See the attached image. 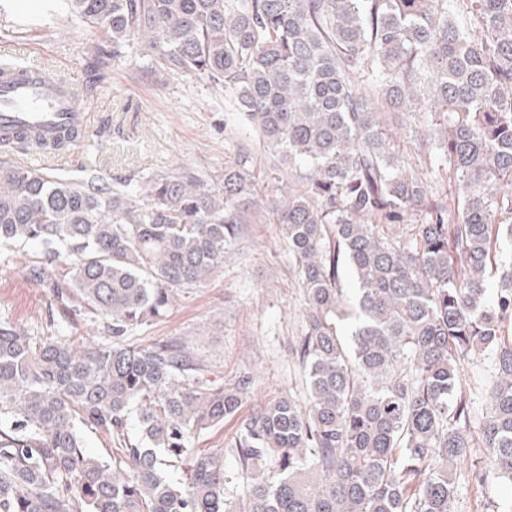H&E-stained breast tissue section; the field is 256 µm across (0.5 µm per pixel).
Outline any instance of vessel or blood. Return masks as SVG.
Returning <instances> with one entry per match:
<instances>
[{
  "mask_svg": "<svg viewBox=\"0 0 512 512\" xmlns=\"http://www.w3.org/2000/svg\"><path fill=\"white\" fill-rule=\"evenodd\" d=\"M81 86L52 75L22 47L0 53V138L26 134L50 141L64 127L90 130L91 115L77 111Z\"/></svg>",
  "mask_w": 512,
  "mask_h": 512,
  "instance_id": "obj_1",
  "label": "vessel or blood"
}]
</instances>
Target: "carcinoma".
Segmentation results:
<instances>
[{
    "mask_svg": "<svg viewBox=\"0 0 512 512\" xmlns=\"http://www.w3.org/2000/svg\"><path fill=\"white\" fill-rule=\"evenodd\" d=\"M62 8L104 35L95 72L141 44L157 71L224 88L303 173L261 209L246 147L215 186L188 168L132 187L0 160V245L40 247L27 273L55 335L0 320V512H456L465 486L512 488V0ZM408 115L426 124L400 146ZM259 209L295 261L303 395L189 459L252 377L216 383L185 343L130 338L222 268ZM75 317L101 341L73 349ZM469 358L491 364L480 416ZM86 428L112 454L90 453Z\"/></svg>",
    "mask_w": 512,
    "mask_h": 512,
    "instance_id": "obj_1",
    "label": "carcinoma"
}]
</instances>
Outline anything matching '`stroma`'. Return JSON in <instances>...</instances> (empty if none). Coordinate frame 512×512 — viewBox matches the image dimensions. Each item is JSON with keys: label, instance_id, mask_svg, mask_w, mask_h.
I'll return each instance as SVG.
<instances>
[{"label": "stroma", "instance_id": "35a3bbf8", "mask_svg": "<svg viewBox=\"0 0 512 512\" xmlns=\"http://www.w3.org/2000/svg\"><path fill=\"white\" fill-rule=\"evenodd\" d=\"M45 4L6 0L0 7V24L6 28L0 50L12 42L24 44L52 74L73 76L85 85L92 123L100 131L88 134L80 146L83 167H63V174L135 184L188 167L217 182L225 161L245 146L257 169L268 175L265 202L278 200V182L297 180L295 169L265 151L230 95L197 75L156 73L150 56L134 49L104 77L91 78L87 51L95 33L66 16H46ZM25 263L19 247L13 263L0 265V319L43 339L51 333L48 307ZM302 313L293 259L279 229L255 218L243 226L223 270L179 293L167 315L136 332L133 341L147 348L178 339L208 361L213 379L228 383L251 376L241 410L246 416L279 395L300 393L291 346L300 334Z\"/></svg>", "mask_w": 512, "mask_h": 512}]
</instances>
